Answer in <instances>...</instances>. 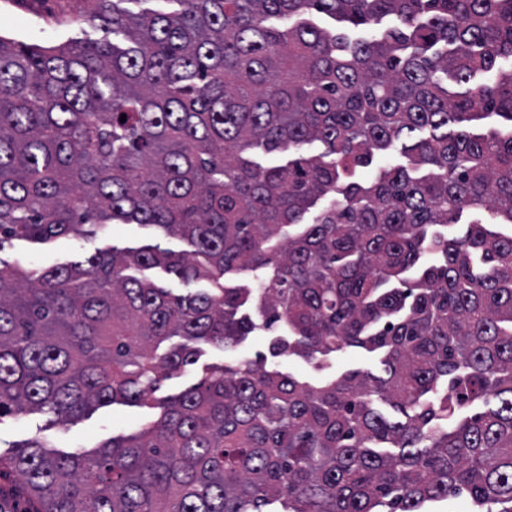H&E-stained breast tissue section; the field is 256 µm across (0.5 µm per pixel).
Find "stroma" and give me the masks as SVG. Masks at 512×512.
Masks as SVG:
<instances>
[{"mask_svg":"<svg viewBox=\"0 0 512 512\" xmlns=\"http://www.w3.org/2000/svg\"><path fill=\"white\" fill-rule=\"evenodd\" d=\"M89 0H0V35L27 43L55 46L69 40L98 39L103 35L88 16ZM157 245L174 251L184 244L175 237L156 233L137 224H113L105 234L86 240L58 238L49 241L16 240L0 250V260L26 269H42L78 260L81 252L114 247L120 250ZM271 333L259 332L247 337L233 350L203 344L195 364L162 382L156 399L162 400L198 382L208 367L220 366L259 354H268ZM374 355L358 348H348L313 361L295 355L272 358L271 363L295 377L320 382L352 369H369ZM159 409L113 404L96 409L76 423L61 425L47 416L28 413L0 419V455H9L13 446L34 437L45 439L60 451L95 449L105 439L140 430L148 417L159 416Z\"/></svg>","mask_w":512,"mask_h":512,"instance_id":"1","label":"stroma"}]
</instances>
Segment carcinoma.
I'll return each mask as SVG.
<instances>
[{"instance_id":"carcinoma-1","label":"carcinoma","mask_w":512,"mask_h":512,"mask_svg":"<svg viewBox=\"0 0 512 512\" xmlns=\"http://www.w3.org/2000/svg\"><path fill=\"white\" fill-rule=\"evenodd\" d=\"M93 2L98 40L0 35V250L116 222L186 249L0 268V418L150 407L197 344L275 325L273 357L353 347L377 371L313 385L245 360L92 451L31 439L0 456L23 512H422L459 491L512 512V232L491 230L512 226V0ZM309 13L394 25L352 40ZM397 140L406 163L347 180ZM465 212L484 219L443 232ZM130 273L138 276H144L150 280H153L158 285L163 286L164 288H170L174 293L177 294H187L190 292H195L197 288H204L203 285L198 282L184 283L177 279H172L159 268L141 273L132 270Z\"/></svg>"}]
</instances>
